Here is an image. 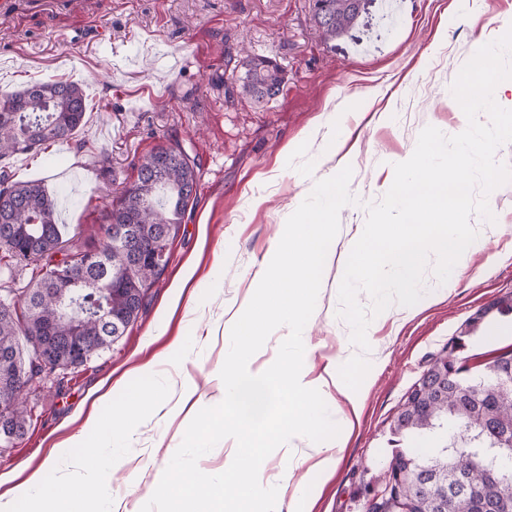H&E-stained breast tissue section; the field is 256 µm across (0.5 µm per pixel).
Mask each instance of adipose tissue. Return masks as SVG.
I'll list each match as a JSON object with an SVG mask.
<instances>
[{
	"label": "adipose tissue",
	"mask_w": 512,
	"mask_h": 512,
	"mask_svg": "<svg viewBox=\"0 0 512 512\" xmlns=\"http://www.w3.org/2000/svg\"><path fill=\"white\" fill-rule=\"evenodd\" d=\"M327 206L315 210H297L282 224L278 247L271 265L261 266L255 279L257 294L251 295L224 321L225 335L234 337L239 346L240 362L225 364L224 404L236 407L232 421L222 422L220 431L231 443L229 465L224 471L225 484L234 486V495L225 497L224 512H283V500L271 491L255 457L266 437L287 446L296 436H306L314 444L310 455L313 470L324 472L334 463L333 450L340 447L351 424L350 416L358 412L361 396L370 384L371 356L337 358L326 376H309L307 360L288 356L275 368L273 381L278 392L288 400L285 420L273 434L254 429L243 432V422L260 412L265 392L256 385L257 378L242 364L248 358L257 337L278 331L295 332L310 319V294L322 268L331 260L336 247V212L345 204L342 178H327L321 188ZM341 393L348 408L342 414L333 435H325L328 420V387ZM112 386L99 385L90 393L92 409L82 430L69 436L59 449H83V480L60 478L51 491L28 498V512H93L92 488L103 480V464L97 449L104 439L123 433V417L128 413L165 410V399L138 393L113 409L109 419H101L98 410L112 401ZM208 490L187 472L164 476L152 491V501L161 512H207Z\"/></svg>",
	"instance_id": "ef3b65f1"
}]
</instances>
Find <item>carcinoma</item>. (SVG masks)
Masks as SVG:
<instances>
[{
	"mask_svg": "<svg viewBox=\"0 0 512 512\" xmlns=\"http://www.w3.org/2000/svg\"><path fill=\"white\" fill-rule=\"evenodd\" d=\"M364 0H312L315 24L328 38L346 32L361 14ZM238 79L241 92L257 103L275 97L283 84L281 67L252 57ZM83 88L62 80L36 81L0 102V160L35 151L48 142H68L82 126ZM138 178L103 215L98 246L65 247L56 217V201L42 182H16L0 171V264H33L19 301H0V405L10 407L0 429L16 436L25 429L23 392L39 348L54 353L67 367L79 357L90 360L118 340L135 322L147 291L163 270L153 256L163 236L178 234L189 205L186 188L197 189V164L178 144L161 146L141 157ZM131 224L139 232L138 258L125 265L112 237L113 224ZM112 262L85 265L91 252ZM62 253V259L55 256ZM85 266L78 279L62 274L67 266ZM512 312V296L478 310L466 328L429 363L421 378L448 375V391L418 398L413 383L394 418L391 434L416 440L446 428L437 447H395L382 484L390 492L369 501V512H512V481L493 480L477 456L488 448L512 444V350L470 372L465 352L470 335L492 311Z\"/></svg>",
	"mask_w": 512,
	"mask_h": 512,
	"instance_id": "1",
	"label": "carcinoma"
}]
</instances>
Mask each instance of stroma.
<instances>
[{
	"label": "stroma",
	"mask_w": 512,
	"mask_h": 512,
	"mask_svg": "<svg viewBox=\"0 0 512 512\" xmlns=\"http://www.w3.org/2000/svg\"><path fill=\"white\" fill-rule=\"evenodd\" d=\"M511 26L512 0H366L355 24L333 40L315 26L310 0H82L61 14L0 16V95L50 78L79 83L86 93L77 139L84 148L54 143L6 161L13 180L40 179L54 197H68L65 236L99 240L102 208L136 181L138 159L158 146L180 144L199 165L195 201L136 322L84 366L43 373L28 387L33 419L20 437L0 444V500L34 495L36 473L46 484L81 478L76 461L55 459L56 445L81 428L95 385L119 380L114 397L123 401L141 388L139 369L150 362L151 392L166 396L182 386L188 401L170 416L138 414L125 436L103 441L101 508L115 500L121 512H146L155 483L180 470L221 488L224 440L195 431L223 401L217 373L237 352L224 313L255 287L289 213L322 204L320 183L332 166L322 151L326 135H336L349 200L336 217V254L318 278L303 336L259 337V367H277L297 352L316 376L351 349V328L337 315L338 288L365 206L381 199L394 164L412 155L424 127L448 136L466 128L451 86L477 49ZM248 56L284 71L268 103L224 96L232 81L228 58ZM488 203L495 221L480 250L458 262L443 285L426 275L424 290L438 299L407 320L370 322L376 370L334 468L314 474L300 439L266 449L262 465L277 475L273 489L284 501L312 481L310 512H367L405 393L467 319L512 294V182L492 191ZM189 263L195 279L169 305ZM510 348L512 313H491L468 344L469 364Z\"/></svg>",
	"instance_id": "stroma-1"
}]
</instances>
